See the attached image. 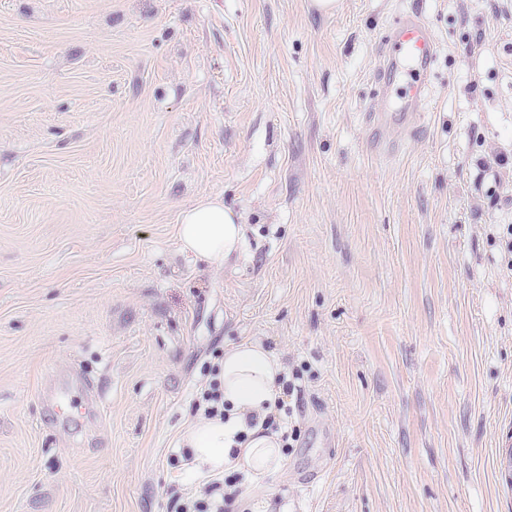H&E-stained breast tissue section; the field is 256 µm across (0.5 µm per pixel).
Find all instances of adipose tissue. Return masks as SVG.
I'll use <instances>...</instances> for the list:
<instances>
[{
  "instance_id": "ef3b65f1",
  "label": "adipose tissue",
  "mask_w": 512,
  "mask_h": 512,
  "mask_svg": "<svg viewBox=\"0 0 512 512\" xmlns=\"http://www.w3.org/2000/svg\"><path fill=\"white\" fill-rule=\"evenodd\" d=\"M177 233L182 250L218 266L237 251L244 228L222 199L204 197L181 211ZM283 374L279 359L261 342L225 349L218 374L224 417L202 419L182 434L194 461L207 466L210 475L239 470L260 488L267 476L281 467V435L263 432L261 424L275 411Z\"/></svg>"
}]
</instances>
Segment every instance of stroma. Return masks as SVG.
Listing matches in <instances>:
<instances>
[{
  "mask_svg": "<svg viewBox=\"0 0 512 512\" xmlns=\"http://www.w3.org/2000/svg\"><path fill=\"white\" fill-rule=\"evenodd\" d=\"M411 10L437 57L385 158ZM206 196L219 266L177 238ZM511 225L512 0H0V512H174L245 340L300 386L255 512H512ZM383 112H392L390 100H387L381 109L375 111V113L369 116V123L371 122L375 131L378 132L377 145L374 148V151L376 153L388 155L393 151V144L381 137L380 130L387 125L388 121L391 120V117H389L388 113ZM177 233L182 250L219 266L238 250L244 228L221 198L203 197L181 211Z\"/></svg>",
  "mask_w": 512,
  "mask_h": 512,
  "instance_id": "stroma-1",
  "label": "stroma"
}]
</instances>
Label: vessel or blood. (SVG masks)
I'll return each instance as SVG.
<instances>
[{
    "label": "vessel or blood",
    "mask_w": 512,
    "mask_h": 512,
    "mask_svg": "<svg viewBox=\"0 0 512 512\" xmlns=\"http://www.w3.org/2000/svg\"><path fill=\"white\" fill-rule=\"evenodd\" d=\"M385 74L404 75L401 97L408 110H422L430 84L436 42L420 13L403 15L382 40Z\"/></svg>",
    "instance_id": "b4317fda"
}]
</instances>
